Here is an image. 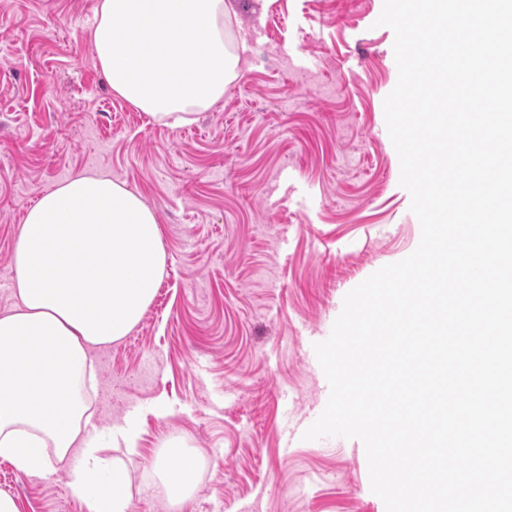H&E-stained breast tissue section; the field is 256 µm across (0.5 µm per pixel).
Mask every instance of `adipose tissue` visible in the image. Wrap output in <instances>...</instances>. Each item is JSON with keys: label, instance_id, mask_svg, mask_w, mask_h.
<instances>
[{"label": "adipose tissue", "instance_id": "1", "mask_svg": "<svg viewBox=\"0 0 512 512\" xmlns=\"http://www.w3.org/2000/svg\"><path fill=\"white\" fill-rule=\"evenodd\" d=\"M224 0H98L93 46L111 90L170 126L224 96L237 55ZM154 211L106 174L57 184L26 212L12 263L14 310L0 315V457L26 473L66 464L88 512H128V470L101 456L85 390L91 353L128 336L166 269ZM202 457L164 441L150 461L170 505L197 485Z\"/></svg>", "mask_w": 512, "mask_h": 512}]
</instances>
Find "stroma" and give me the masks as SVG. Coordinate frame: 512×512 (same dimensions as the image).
<instances>
[{"instance_id": "stroma-1", "label": "stroma", "mask_w": 512, "mask_h": 512, "mask_svg": "<svg viewBox=\"0 0 512 512\" xmlns=\"http://www.w3.org/2000/svg\"><path fill=\"white\" fill-rule=\"evenodd\" d=\"M239 77L171 128L113 93L97 0H0V313L26 209L83 172L125 183L161 226L166 274L139 325L93 353L102 426L140 418L129 512H386L356 439H304L327 398L314 345L345 295L418 246L383 103L398 70L383 0H225ZM205 462L171 510L149 460ZM19 512H88L66 467L0 458Z\"/></svg>"}]
</instances>
